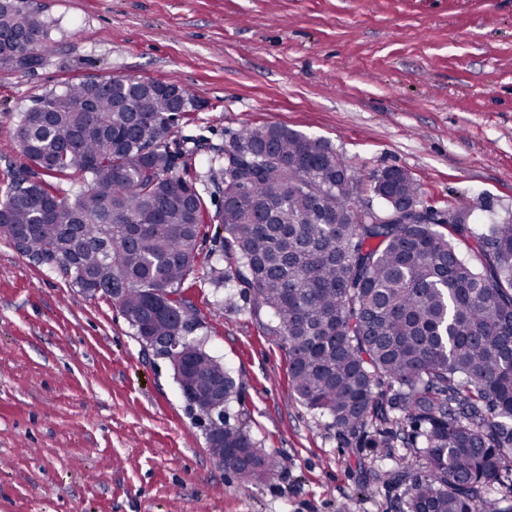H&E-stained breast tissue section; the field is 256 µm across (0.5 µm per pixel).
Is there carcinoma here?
I'll use <instances>...</instances> for the list:
<instances>
[{
    "mask_svg": "<svg viewBox=\"0 0 512 512\" xmlns=\"http://www.w3.org/2000/svg\"><path fill=\"white\" fill-rule=\"evenodd\" d=\"M49 28L29 0H0V63L37 64ZM172 106L139 83L90 79L18 112L26 157L50 176L77 175V189L68 203L49 183L13 180L0 238L83 294L118 302L155 355L185 353L200 394L191 408L207 416L237 397L231 370L200 345L168 341L198 329L180 291L200 225L220 224L247 273L214 262L215 287L252 288L302 403L354 447L395 461L385 485L401 490L399 512H512V214L452 225L474 242L464 256L436 229L448 220L404 223L403 204L421 195L408 171L373 173L381 208L354 210L357 179L342 155L266 125L224 150V207L211 216L179 173ZM222 434L229 451L264 454L241 424L224 421ZM278 467L269 456L247 477Z\"/></svg>",
    "mask_w": 512,
    "mask_h": 512,
    "instance_id": "cac0c4a2",
    "label": "carcinoma"
}]
</instances>
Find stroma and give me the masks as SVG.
Wrapping results in <instances>:
<instances>
[{
  "label": "stroma",
  "instance_id": "35a3bbf8",
  "mask_svg": "<svg viewBox=\"0 0 512 512\" xmlns=\"http://www.w3.org/2000/svg\"><path fill=\"white\" fill-rule=\"evenodd\" d=\"M53 49L0 65V189L44 173L14 137L35 99L86 79L178 84L194 100L170 143L216 212L208 159L245 129L328 141L376 206L370 175L409 170L426 207L512 214V0H30ZM181 295L239 385L228 408L274 477L218 465L167 360L110 299L0 240V512H396L381 467L296 397L288 354L245 284L215 289L220 224L201 225Z\"/></svg>",
  "mask_w": 512,
  "mask_h": 512
}]
</instances>
